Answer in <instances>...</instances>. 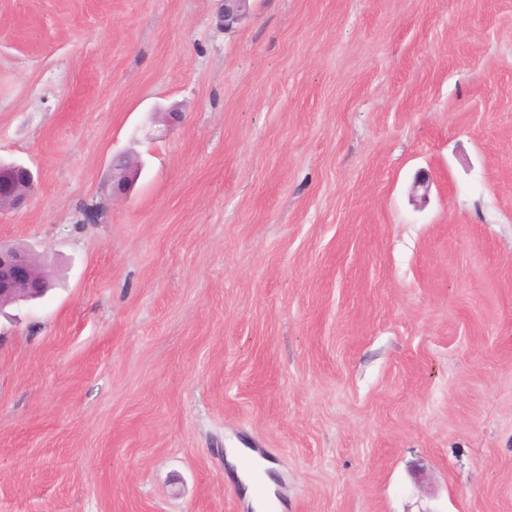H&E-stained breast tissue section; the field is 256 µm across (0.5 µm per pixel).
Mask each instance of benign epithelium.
Returning a JSON list of instances; mask_svg holds the SVG:
<instances>
[{"label": "benign epithelium", "mask_w": 512, "mask_h": 512, "mask_svg": "<svg viewBox=\"0 0 512 512\" xmlns=\"http://www.w3.org/2000/svg\"><path fill=\"white\" fill-rule=\"evenodd\" d=\"M249 0H224V28L230 29L247 11ZM122 164L112 165V196L127 193L139 176L140 165L127 154L119 155ZM33 188L31 170L19 163L0 161V211L18 208ZM48 284L36 269V256L23 249L0 243V306L43 297Z\"/></svg>", "instance_id": "1"}]
</instances>
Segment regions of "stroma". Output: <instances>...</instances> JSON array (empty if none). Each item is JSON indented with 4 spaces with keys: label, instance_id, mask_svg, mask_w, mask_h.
Wrapping results in <instances>:
<instances>
[{
    "label": "stroma",
    "instance_id": "obj_1",
    "mask_svg": "<svg viewBox=\"0 0 512 512\" xmlns=\"http://www.w3.org/2000/svg\"><path fill=\"white\" fill-rule=\"evenodd\" d=\"M0 158V512H512V0H0ZM122 164H114L112 159V196L119 197L127 193L131 185L139 176L140 165L127 154H117ZM117 158V159H118ZM33 182V174L27 166L0 161V211L24 204L33 188ZM36 256L30 251L5 247L0 242V306L31 301L49 290L36 269Z\"/></svg>",
    "mask_w": 512,
    "mask_h": 512
}]
</instances>
